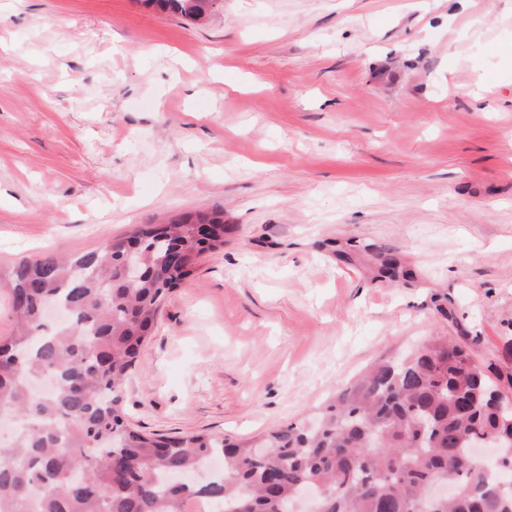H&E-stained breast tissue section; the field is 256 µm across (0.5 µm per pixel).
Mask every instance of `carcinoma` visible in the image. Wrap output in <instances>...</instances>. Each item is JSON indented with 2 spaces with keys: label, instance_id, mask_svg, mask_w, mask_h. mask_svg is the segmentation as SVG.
Here are the masks:
<instances>
[{
  "label": "carcinoma",
  "instance_id": "1",
  "mask_svg": "<svg viewBox=\"0 0 512 512\" xmlns=\"http://www.w3.org/2000/svg\"><path fill=\"white\" fill-rule=\"evenodd\" d=\"M146 2L198 21L219 0ZM126 240L130 253L108 240L0 268L15 320L0 337V410L18 422L0 446V512H184L194 496L223 512H292L300 494L311 512H512V469L480 472L470 462L485 437L512 439V401L468 345L446 336L372 365L311 428L299 421L231 441L129 427L122 387L170 291L224 246V217L143 224ZM48 376L54 392L34 394ZM216 456L223 469L196 481ZM450 476L454 496L432 505L427 489Z\"/></svg>",
  "mask_w": 512,
  "mask_h": 512
}]
</instances>
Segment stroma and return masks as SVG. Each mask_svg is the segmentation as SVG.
I'll return each mask as SVG.
<instances>
[{"label":"stroma","instance_id":"stroma-1","mask_svg":"<svg viewBox=\"0 0 512 512\" xmlns=\"http://www.w3.org/2000/svg\"><path fill=\"white\" fill-rule=\"evenodd\" d=\"M224 214L123 390L247 439L376 360L512 375V0H0V265ZM404 278L376 272V254ZM220 0H146L149 4H156L164 10H171L185 17L195 19V21L204 19L215 9Z\"/></svg>","mask_w":512,"mask_h":512}]
</instances>
